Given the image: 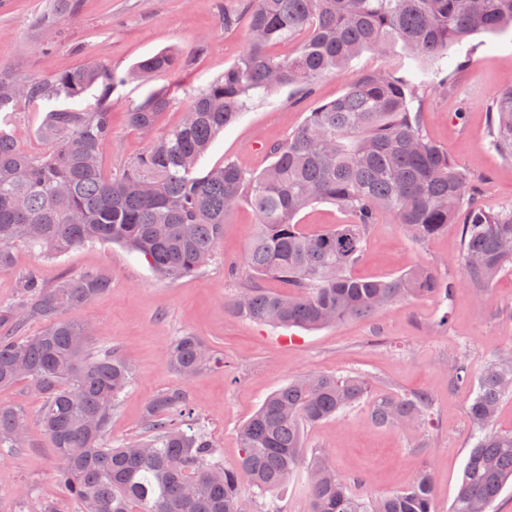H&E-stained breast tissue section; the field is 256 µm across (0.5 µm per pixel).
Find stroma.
Instances as JSON below:
<instances>
[{"instance_id":"1","label":"stroma","mask_w":512,"mask_h":512,"mask_svg":"<svg viewBox=\"0 0 512 512\" xmlns=\"http://www.w3.org/2000/svg\"><path fill=\"white\" fill-rule=\"evenodd\" d=\"M52 0H0V69L22 64L30 78L47 79L91 63L124 71L162 50L186 57V65L156 76L150 83L129 82L111 93L112 138L102 154L106 173L118 171L143 153L148 138L128 123L127 113L151 92L166 89L175 103L162 127L179 123L183 108L234 62L246 44L244 30L224 28V0H80L76 15L58 22L55 49L42 45L35 20ZM402 57L363 53L348 71L321 78L311 95L284 87L251 106L227 126L198 164L207 173L236 162L259 173L272 161L270 146L287 141L310 108L340 97L349 82L366 71L393 72ZM512 86V30L481 33L448 51V62L429 85L416 88L412 111L421 115L424 134L445 147L474 187L466 204L488 211L512 206V160L490 144L489 112L497 93ZM100 86L70 99L20 101L6 118L21 148L39 152L38 131L48 112L93 108ZM257 220L250 205H239L224 226L211 264L177 281L157 277L148 264L123 246L93 243L57 258L17 247L12 269L0 273V304L17 296L22 277L36 272L45 286L67 276L105 272L110 288L76 318L96 327L92 347L127 359L133 380L112 413L111 444L144 436L150 401L160 392L184 389L199 422L224 453L225 465L239 457L238 428L265 397L289 379L306 374L361 375L374 396L426 393L433 403L428 420L405 427H379L367 419V406L307 427L306 456L321 455L343 477H356L352 490L371 499L409 485L421 471L432 477L436 512H448L472 446L466 408L471 390L451 382L455 360L467 358L472 372L500 354H512V270L489 287H474L462 260L459 224L417 240L392 216L379 215L369 228L367 246L352 273L386 278L415 267L433 269L452 282L450 298H414L368 318L351 319L315 331L262 325L233 313L229 305L239 283L230 267L245 268ZM447 324H440L442 312ZM202 338L223 365L191 380L168 363L177 337ZM0 404L28 417L31 445L0 448V512H38L54 502L60 512H79L54 478L55 460L39 425L41 399L22 381L0 390Z\"/></svg>"}]
</instances>
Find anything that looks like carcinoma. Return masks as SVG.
I'll use <instances>...</instances> for the list:
<instances>
[{
  "label": "carcinoma",
  "instance_id": "1",
  "mask_svg": "<svg viewBox=\"0 0 512 512\" xmlns=\"http://www.w3.org/2000/svg\"><path fill=\"white\" fill-rule=\"evenodd\" d=\"M78 0H53L39 26L46 45L62 15ZM246 23V46L184 111L162 129L173 105L157 90L128 112L132 127L149 138L148 149L111 174L101 165L112 138L110 90L132 79L181 66L162 51L120 73L98 65L30 79L19 69L0 71V112L21 100L76 98L102 84L95 109L50 112L40 129L47 149L28 153L0 128V272L25 245L58 257L87 243L122 244L137 252L161 278L191 276L213 258L226 217L247 201L258 216L233 310L253 322L316 330L372 316L416 297L449 295L451 283L418 267L381 279H361L351 269L363 257L369 226L388 211L417 239L456 220L469 188L466 173L448 151L424 137L411 111L413 85L427 83L424 60L441 66L448 48L477 32L512 29V0H236L224 8V29ZM304 36L293 56L272 46ZM401 47L405 74L364 72L337 99L315 106L284 143L270 148L271 164L258 174L235 162L202 175L197 166L213 139L254 99L291 86L309 92L328 74L342 73L363 52L386 55ZM490 145L512 160V87L497 95ZM316 203L339 206L348 216L316 233L295 217ZM463 262L470 281L487 287L512 268V207L488 212L470 206L462 224ZM271 279L288 292L258 286ZM109 287L103 273L66 277L53 287L28 274L16 299L0 304V388L27 381L42 399L39 422L56 457L55 478L81 512H244L243 486L260 500V512H282L279 489L299 471L319 472L308 482V512H436L432 478L366 501L354 495L357 479L339 477L324 459H307L304 428L333 418L371 397L368 378L329 374L294 378L268 395L239 429L233 468L198 426L185 393L155 396L143 438L107 443L112 411L130 383L129 364L91 350L93 325L62 317L84 309ZM45 321L31 335L28 320ZM172 369L190 379L211 365L203 340L179 336L168 350ZM452 383L474 385L467 419L475 443L450 512H489L512 480V431L494 428L501 401L512 395V355L490 360L473 375L460 360ZM432 413L423 393L381 397L371 423H421ZM26 415L0 405V447L14 448Z\"/></svg>",
  "mask_w": 512,
  "mask_h": 512
}]
</instances>
